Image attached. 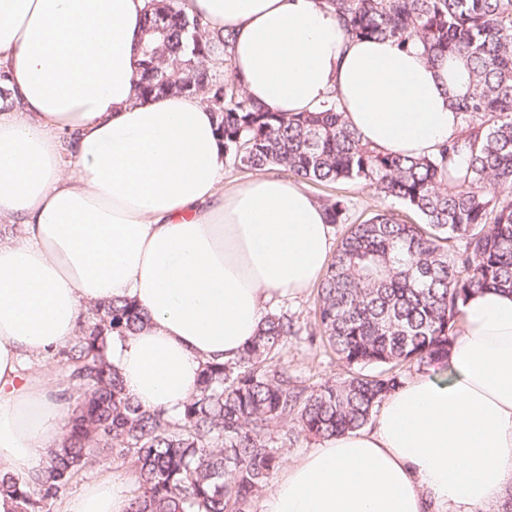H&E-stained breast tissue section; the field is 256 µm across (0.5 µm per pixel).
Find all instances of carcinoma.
<instances>
[{
  "label": "carcinoma",
  "mask_w": 512,
  "mask_h": 512,
  "mask_svg": "<svg viewBox=\"0 0 512 512\" xmlns=\"http://www.w3.org/2000/svg\"><path fill=\"white\" fill-rule=\"evenodd\" d=\"M323 2L351 38L416 43L433 61L465 63L469 89L450 100L461 129L439 156L370 147L332 97L311 112L265 110L216 71L230 61L234 33L210 30L169 0H147L136 87L160 97L201 82L224 162L241 172L279 166L314 184L366 182L420 216L408 224L382 211L348 225L320 278L309 342L331 351L345 376L306 386L271 368L300 328L288 313L270 312L236 361L204 365L179 411L144 409L111 351L112 336L132 334L146 313L125 300L93 306L58 353L72 402L61 443L31 480L0 470V494L16 512H44L104 451L137 474L128 512H254L282 449L302 435L326 439L367 425L408 369H448L471 293L512 292V0ZM159 25L163 34H152ZM324 208L338 224L345 200Z\"/></svg>",
  "instance_id": "1"
}]
</instances>
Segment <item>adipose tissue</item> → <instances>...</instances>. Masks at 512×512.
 I'll return each instance as SVG.
<instances>
[{"label":"adipose tissue","instance_id":"adipose-tissue-1","mask_svg":"<svg viewBox=\"0 0 512 512\" xmlns=\"http://www.w3.org/2000/svg\"><path fill=\"white\" fill-rule=\"evenodd\" d=\"M235 34L231 70L271 112L335 98L362 142L435 156L461 117L469 75L396 40H354L317 0H171ZM145 0H0V469L26 479L61 440L68 389L51 368L93 304L127 300L148 319L112 341L143 408L179 410L207 362L236 360L272 295L321 278L323 207L274 173L224 188L217 119L200 98H140ZM454 379L415 374L366 429L289 462L261 512H484L512 484V294L461 307ZM121 476L62 512H127Z\"/></svg>","mask_w":512,"mask_h":512}]
</instances>
